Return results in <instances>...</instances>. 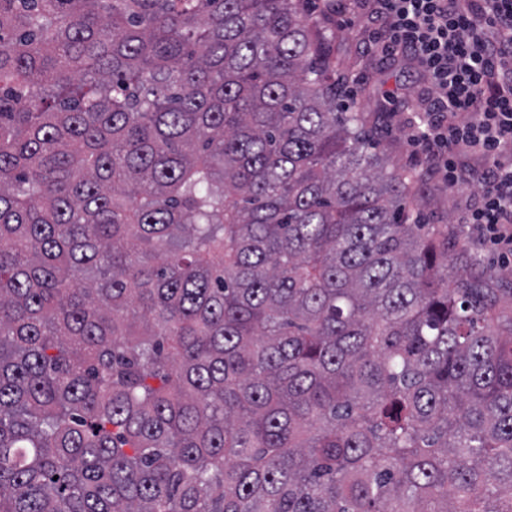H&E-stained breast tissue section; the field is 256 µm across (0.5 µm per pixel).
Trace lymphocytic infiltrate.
Returning <instances> with one entry per match:
<instances>
[{"mask_svg": "<svg viewBox=\"0 0 512 512\" xmlns=\"http://www.w3.org/2000/svg\"><path fill=\"white\" fill-rule=\"evenodd\" d=\"M382 53L411 64L426 89L411 142L449 185L480 183L463 216L501 257L512 256V0H370ZM488 162L473 175L459 161Z\"/></svg>", "mask_w": 512, "mask_h": 512, "instance_id": "obj_1", "label": "lymphocytic infiltrate"}]
</instances>
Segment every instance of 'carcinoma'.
<instances>
[{"instance_id": "1", "label": "carcinoma", "mask_w": 512, "mask_h": 512, "mask_svg": "<svg viewBox=\"0 0 512 512\" xmlns=\"http://www.w3.org/2000/svg\"><path fill=\"white\" fill-rule=\"evenodd\" d=\"M0 512H512V287L303 0H0Z\"/></svg>"}]
</instances>
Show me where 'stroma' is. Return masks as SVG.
<instances>
[{
    "mask_svg": "<svg viewBox=\"0 0 512 512\" xmlns=\"http://www.w3.org/2000/svg\"><path fill=\"white\" fill-rule=\"evenodd\" d=\"M349 23L340 26L326 20V34L336 48L337 71L343 72L355 99L362 105L365 126L373 135L375 149L398 171L419 169L423 158L410 142V122L417 112L421 79L409 65L381 54L371 41L367 12L352 4ZM480 196L478 185L451 187L435 178L414 186V214L424 223L458 231L457 221Z\"/></svg>",
    "mask_w": 512,
    "mask_h": 512,
    "instance_id": "stroma-1",
    "label": "stroma"
}]
</instances>
